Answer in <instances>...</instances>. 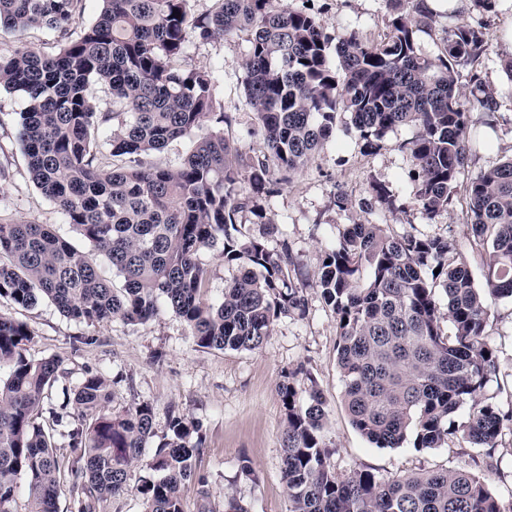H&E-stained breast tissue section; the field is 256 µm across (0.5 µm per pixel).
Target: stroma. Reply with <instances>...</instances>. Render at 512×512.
<instances>
[{"label":"stroma","mask_w":512,"mask_h":512,"mask_svg":"<svg viewBox=\"0 0 512 512\" xmlns=\"http://www.w3.org/2000/svg\"><path fill=\"white\" fill-rule=\"evenodd\" d=\"M291 9H309L326 31L340 35L359 31L371 42L380 41L387 21L386 0H278ZM460 22L484 25L489 48L477 69L461 66L459 85L468 89L471 73L491 86L499 102L497 112L469 107L470 123L490 130L491 140L473 151L459 176L466 186L480 171L512 156V78L502 69L506 51L499 32L512 23V0H495L485 12L468 0L455 14L438 11L431 28L417 34L428 57L443 51L446 29ZM249 49L247 34L192 41L182 67L215 70L220 74L217 96L235 120L225 128L227 137L250 156L259 144L250 130L255 116L247 105L241 79ZM25 100L0 91V167L9 171L0 180V222L33 221L50 225L79 249L86 242L67 224L64 215L43 197L31 180L27 158L16 137L18 114ZM414 130L408 126L389 132L375 152H366L358 134L337 123L329 141L292 182L269 198L265 207L273 217L276 233L267 236L269 250L289 245L299 260L307 283L308 310L304 317L279 318L266 343L252 351H221L198 347L187 325L167 308L143 324L114 320L99 325L79 323L63 316L48 301L21 307L0 299V313L27 325L34 339L27 355L39 360L54 356L61 367L45 408H61L86 373L96 372L109 382L112 411L148 401L155 407L154 432H168L169 410L199 421L205 444L197 458L198 470L207 475L211 502L222 506L225 493H233L249 512H289L290 504L281 470L285 415L277 393L283 371L304 367L297 390L306 393L317 385L328 414L323 430L335 445L331 465L339 477L367 469L382 480L420 470L467 469L484 478L503 503L512 502V430L503 431L496 448L488 450L457 437L440 448L416 450L412 443L399 448H379L369 443L350 423L344 406V384L337 367L336 322L316 285L325 249L336 245L345 225L359 221L384 225L393 235L406 232L452 240L476 284H483L486 251L475 245L467 228L466 205L456 199L436 220L422 218L412 202L413 162L408 143ZM385 184L397 198L395 211L360 209L370 182ZM345 193L353 210L336 206L337 193ZM488 333L497 349L499 376L483 392L484 399L502 412L512 411V301L492 305ZM249 464L252 475L241 471Z\"/></svg>","instance_id":"obj_1"}]
</instances>
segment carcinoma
Wrapping results in <instances>:
<instances>
[{"label": "carcinoma", "instance_id": "cac0c4a2", "mask_svg": "<svg viewBox=\"0 0 512 512\" xmlns=\"http://www.w3.org/2000/svg\"><path fill=\"white\" fill-rule=\"evenodd\" d=\"M81 2L0 0V29L45 27L60 41L54 56L29 47L0 55V87L25 99L17 138L32 181L92 248H76L45 224L0 223V299L22 307L47 300L90 325L142 324L163 304L201 348L261 347L280 316L302 317L307 308L288 244L278 253L265 245L274 221L263 200L291 183L346 116L369 153L389 131L415 128L413 203L429 220L452 207L474 141L458 67L479 64L488 48L483 28H448L444 52L432 59L417 43L433 23L426 0H388L387 32L377 43L355 30L333 37L314 16L275 0H215L201 14L190 0H102L96 21L84 27ZM241 32L249 36L242 84L266 149L249 164L224 135L234 116L217 102L215 72L177 66L192 40ZM471 82L473 104L496 112L494 89L476 72ZM94 84L107 86L111 109H99ZM103 127L110 129L106 155L95 136ZM185 137L192 145L178 166L146 160ZM465 201L471 237L487 248L481 288L451 240L391 235L381 224L347 225L322 255L317 286L336 321L344 406L379 448H399L411 432L416 449L439 448L459 432L494 448L512 422V413L481 398L499 371L490 308L512 299V156L473 177ZM360 207L393 210L396 199L373 181ZM247 215L259 234L242 231ZM204 250L238 268L218 304L203 300ZM94 252L109 260L120 286L102 278ZM31 341L25 324L0 314V512H19L22 482L24 512H59L60 455L38 415L61 361L30 359ZM301 374L307 371H286L277 384L289 512H512L463 469L387 481L365 469L337 477L323 435L324 401L313 386L300 402ZM111 398L106 378L89 373L66 415L79 512L128 491L130 471L141 464L152 472L136 486L142 512H185L191 484L200 512H215L208 477L196 471L200 425L170 410L168 433L146 460L153 403L114 414ZM461 409L467 421L457 425L452 416ZM66 416L52 413L58 425Z\"/></svg>", "mask_w": 512, "mask_h": 512}]
</instances>
